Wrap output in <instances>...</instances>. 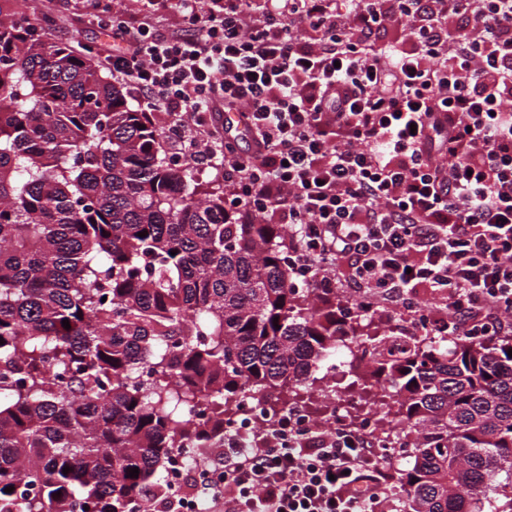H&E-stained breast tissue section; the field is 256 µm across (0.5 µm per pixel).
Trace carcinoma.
I'll list each match as a JSON object with an SVG mask.
<instances>
[{"instance_id": "carcinoma-1", "label": "carcinoma", "mask_w": 512, "mask_h": 512, "mask_svg": "<svg viewBox=\"0 0 512 512\" xmlns=\"http://www.w3.org/2000/svg\"><path fill=\"white\" fill-rule=\"evenodd\" d=\"M50 23L0 20V512H136L249 400L344 391L411 449L410 512H512V336H387L297 287L283 225L170 165L152 113ZM340 358L346 384L317 376Z\"/></svg>"}]
</instances>
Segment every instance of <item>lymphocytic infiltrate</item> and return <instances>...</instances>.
Segmentation results:
<instances>
[{
    "label": "lymphocytic infiltrate",
    "mask_w": 512,
    "mask_h": 512,
    "mask_svg": "<svg viewBox=\"0 0 512 512\" xmlns=\"http://www.w3.org/2000/svg\"><path fill=\"white\" fill-rule=\"evenodd\" d=\"M97 22L103 61L174 154L224 177L225 207L284 224L294 283L451 336L512 335V0H135ZM176 18L154 34L156 15ZM403 28L386 47L369 36ZM251 135L241 146L233 113ZM440 300L423 307L424 296ZM364 426L289 415L241 442L170 512H379Z\"/></svg>",
    "instance_id": "f902f5d3"
}]
</instances>
